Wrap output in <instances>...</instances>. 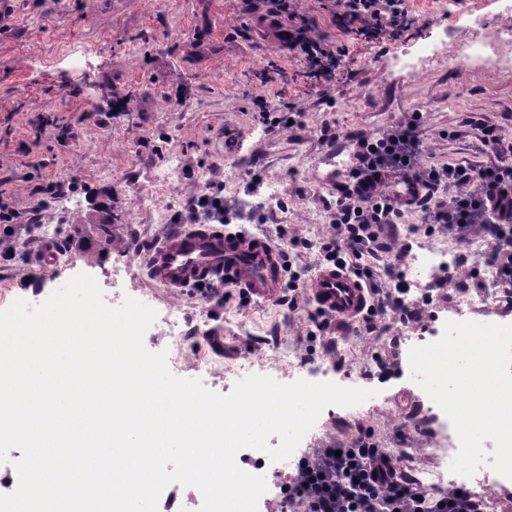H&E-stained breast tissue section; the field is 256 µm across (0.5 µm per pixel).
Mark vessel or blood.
I'll return each instance as SVG.
<instances>
[{
	"label": "vessel or blood",
	"instance_id": "obj_1",
	"mask_svg": "<svg viewBox=\"0 0 512 512\" xmlns=\"http://www.w3.org/2000/svg\"><path fill=\"white\" fill-rule=\"evenodd\" d=\"M148 274L173 290L230 277L266 301L279 296L286 278L282 254L267 238L199 224L169 234L152 256ZM307 296L318 308L341 317L357 314L367 302L364 283L344 267H319Z\"/></svg>",
	"mask_w": 512,
	"mask_h": 512
}]
</instances>
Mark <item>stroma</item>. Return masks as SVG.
<instances>
[{
    "mask_svg": "<svg viewBox=\"0 0 512 512\" xmlns=\"http://www.w3.org/2000/svg\"><path fill=\"white\" fill-rule=\"evenodd\" d=\"M316 33L346 51L348 72L329 88L306 89L267 24L246 13L240 0H13L0 16V202L22 224L17 258L0 264V310L22 298L37 305L79 273L93 276L108 305L124 297L160 309L171 303L182 315V362L171 372L198 379L210 390L230 393L257 373L256 362L287 353L294 379L333 382L375 390L353 407L329 406L299 444L300 451L345 446L360 435L382 448L406 449L412 474L429 469L439 429L426 419L428 395L410 378L407 344L430 343L420 323L401 324L387 313L388 332L362 336L340 328L332 353L315 348V304L290 308L226 287L224 306L210 310L195 287L172 291L152 283L130 240L158 247L186 216L172 209L158 223L137 207L152 188L155 165L169 154L181 159L178 191L194 193L207 180L234 207L252 212L250 232L268 236L276 227L305 240L292 252L294 270L313 276L318 245L334 234L336 188L351 150L332 148L327 138L382 132L405 112L423 115L419 136L424 165L473 162L488 165L479 151L484 128L512 140V66L489 62L470 72L461 64L473 18L482 33L502 24L501 0H407L418 25L414 41L437 43L438 55L423 79L392 65L397 42H367L339 32L316 0H298ZM278 96L297 127L256 126L255 100ZM278 180L282 203L269 199ZM67 209H59L60 197ZM46 219L64 237L79 233L82 248L64 269H42L43 238L33 226ZM116 247L99 248L106 235ZM224 338L216 349L209 329ZM204 349L218 376L196 370ZM389 363V380L368 378L376 361ZM416 410L417 427L405 414Z\"/></svg>",
    "mask_w": 512,
    "mask_h": 512,
    "instance_id": "obj_1",
    "label": "stroma"
}]
</instances>
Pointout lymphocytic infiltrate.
Instances as JSON below:
<instances>
[{
    "instance_id": "lymphocytic-infiltrate-1",
    "label": "lymphocytic infiltrate",
    "mask_w": 512,
    "mask_h": 512,
    "mask_svg": "<svg viewBox=\"0 0 512 512\" xmlns=\"http://www.w3.org/2000/svg\"><path fill=\"white\" fill-rule=\"evenodd\" d=\"M260 18L287 17L276 37L289 62L314 85L335 82L345 55L335 42L316 34L296 0H242ZM337 28L368 41L393 39L409 31L415 18L406 0H326ZM422 115L414 112L377 137L357 139L353 165L337 189L335 233L321 246L324 261L351 268L368 290L365 310L354 318L360 332H376L385 312L413 320L410 287L397 265L383 286L375 258L390 251V237L405 212H418L425 233L445 231L458 240L479 232L488 240L485 264L499 272L494 298L500 313L512 312V142L486 132L492 147L488 166H424L418 135ZM414 177L423 186L420 198L397 201L384 190L388 176ZM290 512H480L474 495L451 486L429 491L412 481L401 455L360 436L334 453L317 448L302 454L282 487Z\"/></svg>"
}]
</instances>
